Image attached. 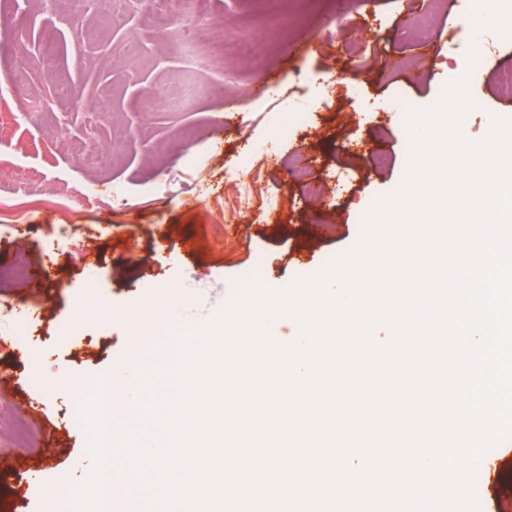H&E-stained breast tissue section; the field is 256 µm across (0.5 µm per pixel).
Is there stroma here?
<instances>
[{
    "mask_svg": "<svg viewBox=\"0 0 512 512\" xmlns=\"http://www.w3.org/2000/svg\"><path fill=\"white\" fill-rule=\"evenodd\" d=\"M455 13L454 0H210L185 51L143 0H0V268L49 272L37 291L0 282L19 328L0 329V512L67 508L93 438L70 415L131 352L132 318L167 299L214 322L242 293L291 286L293 268L315 274L358 243L407 171L397 104L429 109L466 74L473 140L488 115L512 117L496 84L512 44L472 74L474 46L447 41ZM16 84L50 87V109L27 111L4 92ZM299 105L309 121L294 128ZM89 149L110 161L81 164ZM295 157L320 197L289 178ZM90 270L109 319L74 317ZM509 462L512 447L477 460L479 512H504Z\"/></svg>",
    "mask_w": 512,
    "mask_h": 512,
    "instance_id": "stroma-1",
    "label": "stroma"
}]
</instances>
